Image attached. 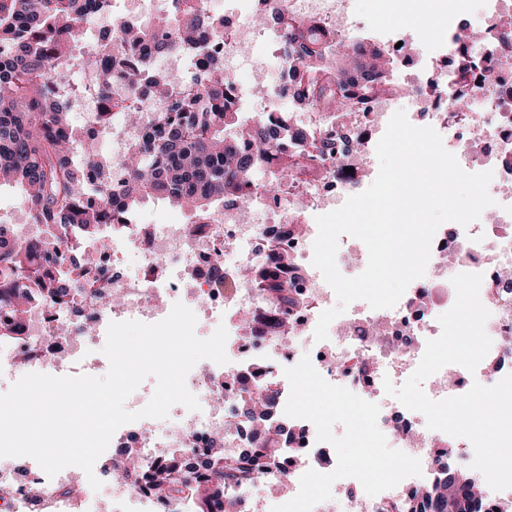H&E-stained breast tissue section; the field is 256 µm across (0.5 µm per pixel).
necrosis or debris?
Returning <instances> with one entry per match:
<instances>
[{
    "label": "necrosis or debris",
    "instance_id": "4bbe7bcc",
    "mask_svg": "<svg viewBox=\"0 0 512 512\" xmlns=\"http://www.w3.org/2000/svg\"><path fill=\"white\" fill-rule=\"evenodd\" d=\"M224 18V36L210 61L223 69L236 94L267 80L264 67L251 54L258 36L249 16V0H234ZM350 0H278L282 15L331 28L346 52L379 46L393 63L387 81L411 90L423 106L441 104L447 96H463L467 105L442 111L433 124L446 140L461 168L470 173L489 171L493 206L478 222L438 229L424 277L413 281L395 307L371 308L362 300L352 302L330 324L326 340L314 338L322 311L334 307L337 297L312 264L317 225L308 222L300 233L277 238L272 249L260 240L274 224L300 223L303 214H325L331 205L361 193L376 174L369 160L396 111V95L364 101L348 112L327 117L308 110L302 125L305 141L330 139L335 154L326 156L319 174L288 178L281 193L251 189L247 196L225 203L205 224H153L149 229L129 225L121 235L106 238L87 262L89 274L59 301L48 304L31 299L24 313L0 301V317L20 321V328L0 336V391L31 372L54 376L108 371L103 353L109 323L137 320L156 323L166 318L175 303L191 309L206 325L225 327L227 364L204 359L188 373L186 385L198 399L196 411L174 405L167 418H143L120 427L112 438L120 444L128 430H135V455L143 466L160 463L171 448L203 457L214 436H221L225 458L238 456L241 447H255L258 439L245 421L234 414L242 397V377H257L271 384L288 419L299 421L297 439L286 450V469H272L224 487L225 501L241 504L255 487L278 486L268 493L269 512H380L383 503L400 500L437 478L434 441L445 440L461 449L464 463L474 458L465 438L428 429L423 414L406 409L386 394L384 380L401 386L415 371L428 340L441 333L440 315L455 302L454 275L483 276L480 298L491 316L486 332L492 340L488 354L475 372L450 364L423 384L435 400L467 393L473 383L491 386L504 378L497 367L500 354H512V56L502 50L500 33L512 0H482L484 37L463 42L453 28L432 35H404L392 22L376 27L364 37L350 10ZM467 46L474 65L459 72L448 60L460 46ZM494 81H487V73ZM288 254L299 272L291 293L296 301L288 319L293 330L284 335L257 334L239 321L242 312L264 316L275 307L273 298L240 277L245 266L265 262L270 251ZM223 266L231 281L215 287L212 270ZM373 370L359 371V362ZM312 377L322 392L357 402V428L347 436L360 447L401 449L390 469L367 488L365 499L336 504L331 497H313L309 482L331 443L326 425L311 414V397L304 383ZM87 476L75 466L47 477L35 460L15 457L0 466V512L30 510L31 487L51 494L53 504L76 507L80 512H196L190 494L162 496L145 482H126L105 494L87 493Z\"/></svg>",
    "mask_w": 512,
    "mask_h": 512
}]
</instances>
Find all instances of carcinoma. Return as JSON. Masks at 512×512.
<instances>
[{"instance_id":"obj_1","label":"carcinoma","mask_w":512,"mask_h":512,"mask_svg":"<svg viewBox=\"0 0 512 512\" xmlns=\"http://www.w3.org/2000/svg\"><path fill=\"white\" fill-rule=\"evenodd\" d=\"M111 8L112 0H0V184L23 191L31 223L39 230L32 236L0 224V299L14 300L18 313L26 306L16 300L24 281L47 303L72 286L77 264L61 254L68 236L92 239L114 224L120 232L150 197L205 212L213 202L251 190L260 167L272 175L262 187L275 192L290 175L317 174L333 150L322 140L310 150L299 142L288 151L294 130L286 112L275 118L263 114L253 126L239 125L237 99L224 72L194 63L213 50L224 31V18L210 12L207 0H170L168 13L149 23L112 18L110 38L83 61L94 71L101 109L85 135L76 133L71 103L56 93L52 74L75 64L71 44L80 40L90 17L111 18ZM279 51L281 79L295 109L319 108L334 115L383 92L386 68L377 61L387 56L380 49L361 58L346 56L349 70H365V82L354 91L329 62L336 46L317 26L284 30ZM159 54L179 58L194 83L191 92L169 95L172 77L150 71ZM145 77L153 81L154 97L168 102L166 110L145 123L139 111H124L126 123L142 131L119 162L97 151L86 153L84 137L110 129L112 83L124 80L133 91V84ZM117 166L124 171L119 182L113 178ZM289 275L288 257L279 253L250 270L255 286L284 312L293 305ZM245 393L241 413L260 428L274 410L276 392L271 386L254 392L247 386ZM281 437L280 429H270L266 446L250 448L236 459L225 460L223 451L213 449L211 461L203 465L204 482L193 488L200 512L222 508L225 481L263 474L277 463ZM437 465L438 483L382 512H481L469 472L448 452L437 457ZM195 469L190 459L173 456L149 475L151 487L177 495Z\"/></svg>"}]
</instances>
